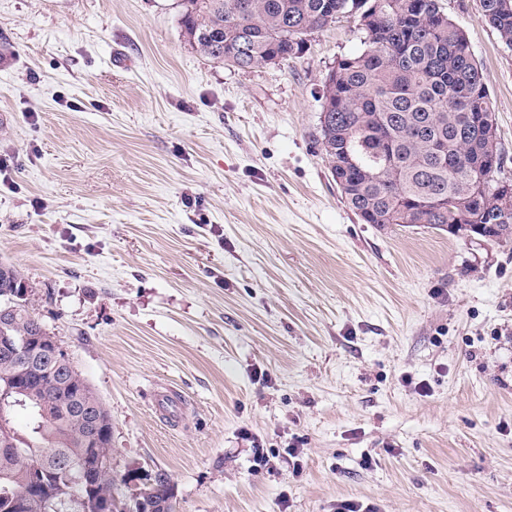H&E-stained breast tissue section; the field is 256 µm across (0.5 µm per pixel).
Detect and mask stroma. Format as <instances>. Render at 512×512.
<instances>
[{"label":"stroma","instance_id":"35a3bbf8","mask_svg":"<svg viewBox=\"0 0 512 512\" xmlns=\"http://www.w3.org/2000/svg\"><path fill=\"white\" fill-rule=\"evenodd\" d=\"M439 3L512 179V48ZM179 11L0 0V262L112 419L116 497L162 470L178 512H512V245L348 207L319 131L356 18L238 69Z\"/></svg>","mask_w":512,"mask_h":512}]
</instances>
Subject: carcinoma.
<instances>
[{"instance_id": "1", "label": "carcinoma", "mask_w": 512, "mask_h": 512, "mask_svg": "<svg viewBox=\"0 0 512 512\" xmlns=\"http://www.w3.org/2000/svg\"><path fill=\"white\" fill-rule=\"evenodd\" d=\"M377 4L365 32V49L336 61L322 104L320 142L332 177L349 208L365 224L425 227L454 235L459 224L475 238L512 243V212L503 197L502 153L483 71L460 29L439 0H180V24L189 45L203 57L239 69L302 54L307 36L339 17ZM482 18L512 47V0H481ZM29 287L13 264L0 265V316L12 336H39L44 325L33 312ZM37 366L0 357V383L17 389L0 400V421L22 407L31 430L14 433L18 448L0 453V512H79L71 498L112 501L115 512H177L168 474L157 472L132 490L129 502L114 495L112 433L86 448V426L72 413L79 398L102 405L77 372L67 389L57 384L55 363ZM77 462L87 480L43 508L19 497L32 480L48 489Z\"/></svg>"}]
</instances>
